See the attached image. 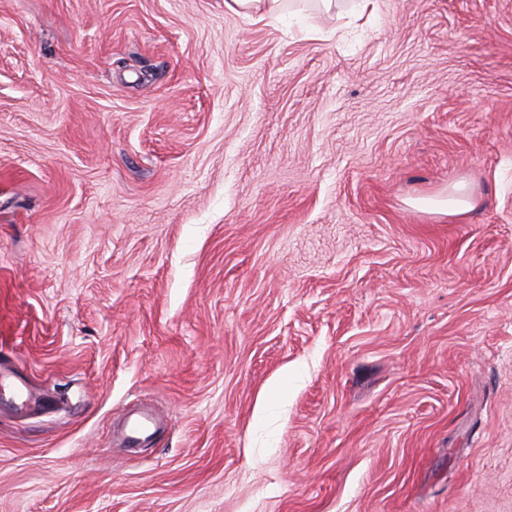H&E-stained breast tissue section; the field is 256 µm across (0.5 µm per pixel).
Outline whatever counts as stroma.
<instances>
[{"label": "stroma", "instance_id": "35a3bbf8", "mask_svg": "<svg viewBox=\"0 0 512 512\" xmlns=\"http://www.w3.org/2000/svg\"><path fill=\"white\" fill-rule=\"evenodd\" d=\"M357 3L0 0V512H512V0ZM284 0H224V8L253 21L279 22ZM464 190L462 186H455L454 193L448 195V199L441 201L435 207L437 212L448 214H463L470 211L474 205L470 197L461 193Z\"/></svg>", "mask_w": 512, "mask_h": 512}]
</instances>
